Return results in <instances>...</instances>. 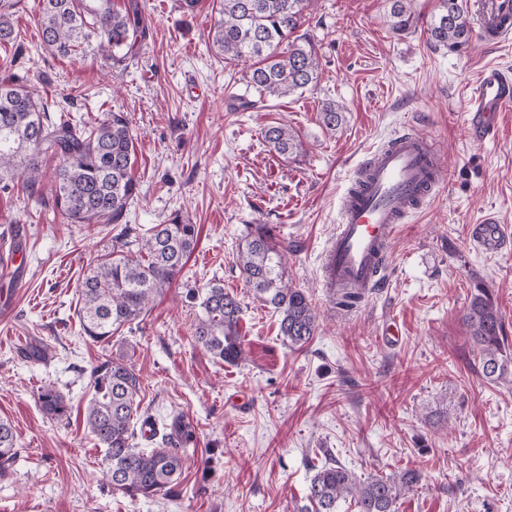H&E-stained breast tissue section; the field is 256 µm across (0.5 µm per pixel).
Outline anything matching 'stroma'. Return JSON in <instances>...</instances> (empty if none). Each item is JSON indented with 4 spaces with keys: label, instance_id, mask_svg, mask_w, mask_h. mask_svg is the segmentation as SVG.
<instances>
[{
    "label": "stroma",
    "instance_id": "obj_1",
    "mask_svg": "<svg viewBox=\"0 0 512 512\" xmlns=\"http://www.w3.org/2000/svg\"><path fill=\"white\" fill-rule=\"evenodd\" d=\"M140 2L152 25L127 68L93 49L78 62L43 50L37 0H16L21 47L0 49V79L70 98L75 116L127 115L139 184L128 225L142 231L177 212L200 229L177 282L104 345L80 329L78 286L111 251V229L64 223L20 184L0 189V418L18 448L0 475V512H297L310 461L326 451L361 478L419 470L398 512H512V366L485 378L463 321L484 285L512 358V245L487 254L470 238L489 213L512 225V111L496 138L478 143L464 104L484 66L512 71V41L433 48L424 19L435 0H416L422 20L399 35L387 0H314L320 81L260 100L248 64L208 46L211 0L193 11L179 0ZM241 97L253 107L239 109ZM329 100L346 109L332 132L319 122ZM279 123L297 132L299 155L266 147L263 130ZM407 129L434 144L446 176L427 208L399 225L384 288L343 306L321 269L341 198L358 165ZM250 224L288 242L284 279L319 315L304 348L289 347L278 314L243 278ZM216 283L242 305L245 357L235 365L193 337L198 295ZM109 356L135 367L141 407L161 432L179 417L195 432L171 496L133 501L107 488L84 410L90 371ZM46 385L69 399V419L41 411Z\"/></svg>",
    "mask_w": 512,
    "mask_h": 512
}]
</instances>
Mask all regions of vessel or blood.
<instances>
[{"label":"vessel or blood","mask_w":512,"mask_h":512,"mask_svg":"<svg viewBox=\"0 0 512 512\" xmlns=\"http://www.w3.org/2000/svg\"><path fill=\"white\" fill-rule=\"evenodd\" d=\"M480 39L498 45L512 37V0H474ZM512 107V76L495 65L480 73L469 100L468 125L482 142L496 134L500 112ZM443 178L432 145L410 132L395 135L362 162L343 194L336 234L324 253V278L330 288L369 292L382 287L389 247L399 224L425 204ZM512 230L495 217L470 229L484 251L502 250Z\"/></svg>","instance_id":"vessel-or-blood-1"}]
</instances>
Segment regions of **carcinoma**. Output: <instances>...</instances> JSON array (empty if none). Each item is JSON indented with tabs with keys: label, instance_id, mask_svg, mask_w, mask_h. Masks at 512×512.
Here are the masks:
<instances>
[{
	"label": "carcinoma",
	"instance_id": "cac0c4a2",
	"mask_svg": "<svg viewBox=\"0 0 512 512\" xmlns=\"http://www.w3.org/2000/svg\"><path fill=\"white\" fill-rule=\"evenodd\" d=\"M312 0H214L217 19L208 33L211 51L226 60H250L249 85L261 97H287L317 85L320 77L319 47L304 29ZM390 29L400 34L417 21L413 0H388ZM12 0H0V46L13 45L18 33L12 19ZM149 15L139 0H129L121 10L112 0H38L37 26L42 45L54 56L70 57L84 45L119 65L135 56L146 39ZM430 43L436 49H459L473 36V23L463 0H436L427 22ZM344 120L334 102L320 110L322 125L336 130ZM270 151L289 157L298 152L295 132L282 124L265 129ZM59 159L53 171L54 214L70 224H120L127 206L138 195L132 176L136 144L121 112H109L94 121L75 120L62 113L49 115L48 102L13 79L0 81V182L22 181L31 194L42 181V163ZM126 225L115 236L112 252L90 267L78 288L80 325L84 335L97 343L138 320L181 275L197 244L198 228L178 213L156 224L145 235L132 234ZM288 245L276 238L267 224H251L238 261L254 297L280 313V333L294 348L315 336L318 319L312 303L300 288L284 282L283 260ZM202 315L194 325L195 342L214 357L234 365L245 357L240 334V301L221 285L205 289ZM464 321L482 356L484 376H503L508 360L502 318L492 295L484 287L467 307ZM91 397L86 425L105 448L101 468L112 494L135 500L165 495L185 465L182 445L192 441L190 431L178 440L161 436L149 451L133 445L134 424L141 418L140 376L122 358L107 357L90 372ZM45 414L69 417L65 397L52 387L38 393ZM17 456L16 434L9 420L0 418V472ZM421 473L372 475L365 479L328 456L316 468L299 512H337L341 501L356 512H397L399 499L419 485Z\"/></svg>",
	"mask_w": 512,
	"mask_h": 512
}]
</instances>
